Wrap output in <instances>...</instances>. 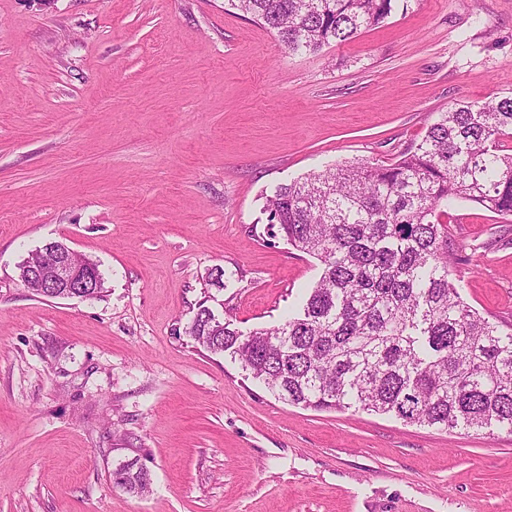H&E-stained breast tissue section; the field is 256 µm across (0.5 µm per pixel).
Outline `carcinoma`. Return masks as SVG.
<instances>
[{"instance_id": "cac0c4a2", "label": "carcinoma", "mask_w": 512, "mask_h": 512, "mask_svg": "<svg viewBox=\"0 0 512 512\" xmlns=\"http://www.w3.org/2000/svg\"><path fill=\"white\" fill-rule=\"evenodd\" d=\"M227 2L290 53L314 54L384 22L397 0ZM505 139L512 96L460 102L393 164L358 161L279 185L265 212L289 245L318 260V279L277 325L244 332L201 306L188 335L293 406L512 434V325L463 301L440 221L458 200L512 216ZM112 482L140 494L150 475L129 462Z\"/></svg>"}]
</instances>
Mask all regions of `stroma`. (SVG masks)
Returning a JSON list of instances; mask_svg holds the SVG:
<instances>
[{"label":"stroma","mask_w":512,"mask_h":512,"mask_svg":"<svg viewBox=\"0 0 512 512\" xmlns=\"http://www.w3.org/2000/svg\"><path fill=\"white\" fill-rule=\"evenodd\" d=\"M511 94L512 0H408L307 55L224 0H0V512H512V435L291 406L187 334L276 325L318 278L268 232L277 186ZM448 234L512 323V217L460 201ZM53 241L99 296L24 286ZM131 460L148 493L113 484Z\"/></svg>","instance_id":"stroma-1"}]
</instances>
